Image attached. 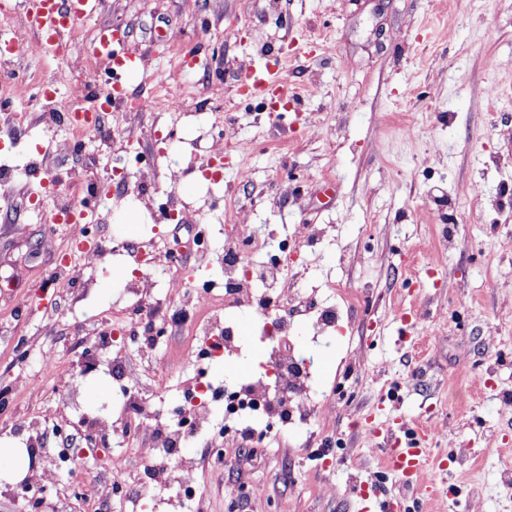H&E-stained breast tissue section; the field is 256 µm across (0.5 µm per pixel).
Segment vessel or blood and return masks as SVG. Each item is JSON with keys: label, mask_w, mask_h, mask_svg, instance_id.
Returning <instances> with one entry per match:
<instances>
[{"label": "vessel or blood", "mask_w": 512, "mask_h": 512, "mask_svg": "<svg viewBox=\"0 0 512 512\" xmlns=\"http://www.w3.org/2000/svg\"><path fill=\"white\" fill-rule=\"evenodd\" d=\"M21 6L26 20V29L37 41L41 50L52 56H60L64 37L70 28L81 20L99 13L105 6L104 0H0V9ZM127 37L124 30L105 25L94 39V56L104 58L114 67L116 75L110 85L115 96L126 94L129 83L144 69L142 56L114 53V47ZM244 85L262 93L269 89H282L279 72L269 69L252 70L245 78ZM434 439L430 429H408L399 416H392L386 430L387 455L385 468L406 485H421L425 482L429 466V444ZM363 512H399L400 497L384 496L379 486H371L363 494Z\"/></svg>", "instance_id": "b4317fda"}]
</instances>
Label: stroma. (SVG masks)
Segmentation results:
<instances>
[{
  "label": "stroma",
  "instance_id": "stroma-1",
  "mask_svg": "<svg viewBox=\"0 0 512 512\" xmlns=\"http://www.w3.org/2000/svg\"><path fill=\"white\" fill-rule=\"evenodd\" d=\"M103 24L128 31L122 52L151 59L131 95L167 88L196 106L116 112L112 126L132 128L141 152L167 148L158 187L170 160L183 167L175 200L209 230V277H221L239 220L276 229L294 248L290 294L300 314L288 341L313 363L322 420L295 419L262 453L219 463L208 454L218 432L187 437L173 454L195 463V512H359L371 481L405 498L407 512H512V0H108L66 34L65 59L35 49L21 63L38 80L91 63ZM179 50L203 70L181 71ZM249 62L281 65L285 106L242 94ZM490 84L498 97L484 96ZM14 102L23 124L0 128V168L11 172L0 194V396L9 404L0 446L33 449L43 469L60 433L75 438L77 470L44 487L46 512H88L71 486L107 483L116 452L126 455L128 491L100 498L98 512H142L152 494L159 512H180L175 486L156 489L143 469L150 438L100 436L96 420L119 419L123 405L101 381L129 372L144 399L177 395L195 374L196 324L215 313L237 323L241 352L213 361L209 376L245 380L262 359L260 326L251 309L222 301L183 306L178 285L200 275L195 226L144 208L134 173L120 192L141 222L122 223L100 199L98 265L70 251L92 282L81 290L54 255L70 250L73 229L48 215L80 204L86 183L111 173L112 151L95 137L79 158L56 151L70 129L24 97ZM160 127L175 141L161 145ZM219 129L216 183L204 173ZM150 257L165 261L152 320L172 323V333L111 341L113 316L134 302L131 275ZM349 292L359 300L338 327L315 330L318 312ZM24 378L41 390L21 386ZM381 402L386 412H376ZM390 412L434 430V459L454 456L428 473L433 500L383 468L385 445L362 419L374 415L382 427ZM449 485L455 497H445ZM230 487L241 495L228 496Z\"/></svg>",
  "mask_w": 512,
  "mask_h": 512
}]
</instances>
